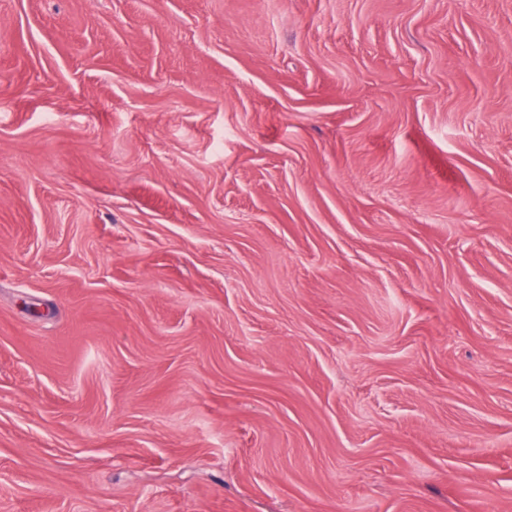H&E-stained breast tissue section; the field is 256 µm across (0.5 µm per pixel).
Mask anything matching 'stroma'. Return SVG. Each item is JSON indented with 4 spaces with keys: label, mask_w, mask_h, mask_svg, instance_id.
I'll use <instances>...</instances> for the list:
<instances>
[{
    "label": "stroma",
    "mask_w": 512,
    "mask_h": 512,
    "mask_svg": "<svg viewBox=\"0 0 512 512\" xmlns=\"http://www.w3.org/2000/svg\"><path fill=\"white\" fill-rule=\"evenodd\" d=\"M0 512H512V0H0Z\"/></svg>",
    "instance_id": "1"
}]
</instances>
